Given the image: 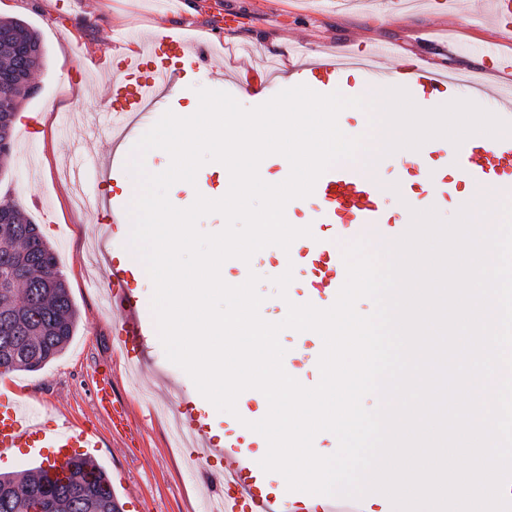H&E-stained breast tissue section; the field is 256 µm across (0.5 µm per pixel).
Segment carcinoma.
<instances>
[{
  "label": "carcinoma",
  "instance_id": "obj_1",
  "mask_svg": "<svg viewBox=\"0 0 512 512\" xmlns=\"http://www.w3.org/2000/svg\"><path fill=\"white\" fill-rule=\"evenodd\" d=\"M0 72L18 75L9 93L0 95V110L9 111L0 126V169L12 158L14 117L29 93V79L45 54L38 31L17 18H0ZM0 374L36 372L59 356L79 326V312L57 268L54 248L43 238L27 210L0 206ZM46 484L61 494L60 512H120L105 471L91 460L77 457L73 471L51 478L41 468L21 477L0 475V512H29L32 498Z\"/></svg>",
  "mask_w": 512,
  "mask_h": 512
}]
</instances>
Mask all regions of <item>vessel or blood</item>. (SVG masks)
<instances>
[{
    "label": "vessel or blood",
    "mask_w": 512,
    "mask_h": 512,
    "mask_svg": "<svg viewBox=\"0 0 512 512\" xmlns=\"http://www.w3.org/2000/svg\"><path fill=\"white\" fill-rule=\"evenodd\" d=\"M379 49L366 52L346 50L315 56L296 68L297 83H305L308 74L321 71L332 80V88L345 85L350 69H359L368 86L381 88L389 80L404 87L422 88L433 103L460 93L492 99L502 113L512 112V87L496 86L487 80L464 81L420 64L398 70L378 66ZM112 78L106 91V103L112 116L109 132L113 142H130L135 125L149 117V110L164 92L175 85L194 84L200 76L212 75L213 51L173 35L157 34L136 54L114 57L110 63ZM83 156L93 183V208L102 212L113 239H120L125 228V201L109 194L108 188L126 175L120 154L100 156L92 144H85ZM414 165L416 186L401 184L406 199L421 195L435 205L445 203L449 182H460L475 193L512 198V135L491 140L463 141L454 145L429 140L419 151ZM385 180L373 168L336 164L317 181L311 199V234L294 241L292 250L280 258L282 267L304 273L301 302L325 309L332 306L344 285L347 270L340 254L341 244L372 238L376 244L397 239L407 226L385 210ZM130 272L119 264H109L104 286L114 307L123 312L115 334L131 360H138L151 332L149 319L128 286ZM95 406L110 427L126 430L131 426L127 411L117 409L112 399L110 372H101L93 388ZM177 425L187 431L191 441L187 451L191 460L216 466L224 475V493L214 499L215 512H302L312 502L310 494L272 491V477L259 465L260 458L250 442L239 440L240 421L225 423L223 442H215L212 426L196 412V402L187 391L176 396ZM97 429L93 426L52 428L39 421L27 405L15 398L0 400V461L15 453L43 457L46 471L66 473L78 449L97 447Z\"/></svg>",
    "instance_id": "b4317fda"
}]
</instances>
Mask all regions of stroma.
Here are the masks:
<instances>
[{"label":"stroma","mask_w":512,"mask_h":512,"mask_svg":"<svg viewBox=\"0 0 512 512\" xmlns=\"http://www.w3.org/2000/svg\"><path fill=\"white\" fill-rule=\"evenodd\" d=\"M490 2L479 0L473 11L461 6L451 15L430 4L404 9L400 0H369L354 7L338 6L336 0H182L176 9L170 0H0V16L31 24L46 51L32 76L35 91L19 106L27 117L14 127L12 161L0 174V205L28 207L56 250L80 315L75 338L57 359L37 372L2 373L0 386L20 391L49 426L95 424L101 445L89 455L108 474L122 512H204L206 499L223 491L224 482L216 470L190 469L170 441V418L151 417L144 386L163 397L170 383L188 390L194 384L167 359L155 334L142 368H126L112 333L117 313L98 286L99 267L90 266L85 256L95 245L102 263L118 261L129 253L128 242H112L97 215L74 207L58 176L81 160L86 118L107 112L103 71L110 55L124 46L135 48L154 30L204 43L219 39L225 75L244 72L256 82L263 59L283 69L304 48L381 42L391 49L382 61L386 67L411 57L450 74L484 70L493 82L512 83V70L490 69L483 54L484 45L492 43L503 59L512 58V36L503 35L495 19L482 17ZM34 193L41 207L30 205ZM278 259V247L269 246L252 257L248 268L234 262L224 267V280L231 285L242 284L252 272L260 276L258 292L274 321L281 312L273 283L280 274ZM279 343L300 365L301 384H315L319 337L286 329ZM102 368L110 370L115 398L135 423L122 437L114 436L92 398L93 380Z\"/></svg>","instance_id":"1"}]
</instances>
